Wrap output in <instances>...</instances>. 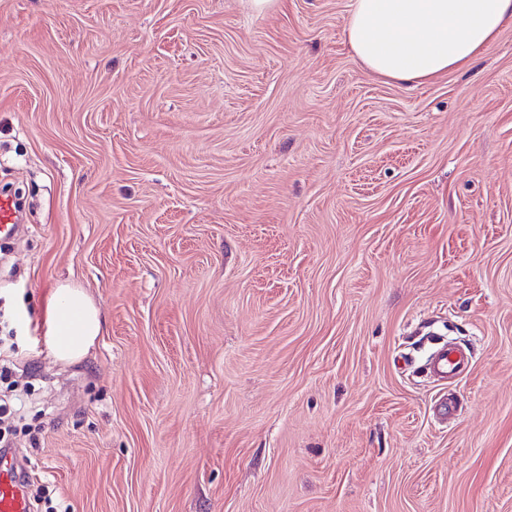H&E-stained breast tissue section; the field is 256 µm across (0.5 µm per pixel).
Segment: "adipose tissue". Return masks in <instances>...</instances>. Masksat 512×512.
Returning a JSON list of instances; mask_svg holds the SVG:
<instances>
[{
	"instance_id": "adipose-tissue-1",
	"label": "adipose tissue",
	"mask_w": 512,
	"mask_h": 512,
	"mask_svg": "<svg viewBox=\"0 0 512 512\" xmlns=\"http://www.w3.org/2000/svg\"><path fill=\"white\" fill-rule=\"evenodd\" d=\"M512 27V0H351L344 32L371 74L416 85L470 69ZM46 343L53 357L82 360L102 333L92 297L72 283L53 288L46 306Z\"/></svg>"
}]
</instances>
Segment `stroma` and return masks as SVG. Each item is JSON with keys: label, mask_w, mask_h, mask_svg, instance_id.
Wrapping results in <instances>:
<instances>
[{"label": "stroma", "mask_w": 512, "mask_h": 512, "mask_svg": "<svg viewBox=\"0 0 512 512\" xmlns=\"http://www.w3.org/2000/svg\"><path fill=\"white\" fill-rule=\"evenodd\" d=\"M349 5L0 0L11 446L68 512H512V27L407 86ZM46 343L53 357L69 364L82 360L103 329L100 309L92 297L72 283L53 288L46 306Z\"/></svg>", "instance_id": "1"}]
</instances>
